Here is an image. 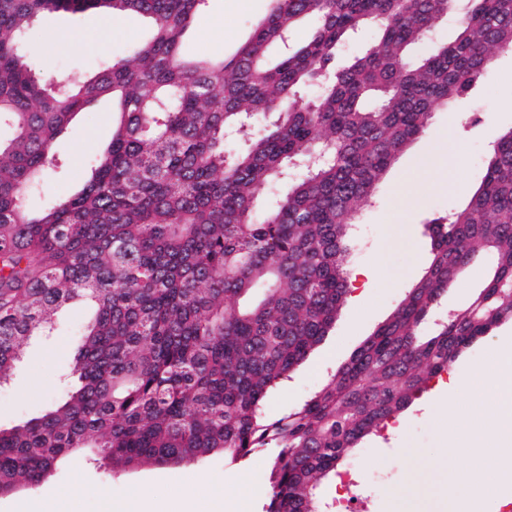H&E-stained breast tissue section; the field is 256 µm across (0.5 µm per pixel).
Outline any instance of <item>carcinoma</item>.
I'll return each instance as SVG.
<instances>
[{"instance_id":"carcinoma-1","label":"carcinoma","mask_w":512,"mask_h":512,"mask_svg":"<svg viewBox=\"0 0 512 512\" xmlns=\"http://www.w3.org/2000/svg\"><path fill=\"white\" fill-rule=\"evenodd\" d=\"M272 2L233 57L193 59L183 39L205 0H0V128L10 130L0 137V384L61 307L81 299L94 310L64 398L0 428V494L78 452L125 469L263 449L265 512H324L321 486L361 439L512 322L510 129L467 207L428 222L431 261L390 319L308 400L265 421L270 391L336 322L351 227L381 177L435 108L462 102L495 54L512 50V0ZM455 9V40L411 57ZM87 10L144 15L151 36L89 77H41L28 50L35 20ZM310 17V39L289 44ZM369 26L377 42L339 64ZM102 98L118 119L89 176L30 209L58 136ZM271 116L265 134L224 151L226 135ZM483 255L484 286L438 315Z\"/></svg>"}]
</instances>
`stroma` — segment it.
<instances>
[{"instance_id": "35a3bbf8", "label": "stroma", "mask_w": 512, "mask_h": 512, "mask_svg": "<svg viewBox=\"0 0 512 512\" xmlns=\"http://www.w3.org/2000/svg\"><path fill=\"white\" fill-rule=\"evenodd\" d=\"M271 0H206L188 31L184 50L196 57H228L251 35L269 12ZM102 16L93 11L57 12L41 16L30 42L36 68L46 77L88 73L107 59L126 56L146 41L151 23L140 14L112 20V32L101 38ZM112 105L102 100L86 109L55 143L60 167L44 178L28 197L30 207L76 191L87 165L104 147L112 131ZM512 129V53L498 55L461 107L437 108L426 134L410 142L388 168L376 195L358 224L348 270L377 269L365 294L349 291L335 324L297 368L291 380L273 391L264 407L266 419L284 417L322 387L338 366L385 323L430 261L431 241L424 222L437 213L466 208L485 172L489 149ZM450 136L447 161L429 155L428 145ZM488 258L463 269L442 297V307H466L481 286ZM89 320L88 310L73 305L61 312L50 333L22 345L12 380L0 386V426L11 427L59 401L64 378L77 351V331ZM512 346V322L500 325L432 379L427 388L384 428L365 437L339 466L353 473L355 483L342 491L338 479L323 485L324 501L346 497L348 512H426L431 496L455 500L480 453L468 447L460 424L477 425L492 433L491 447L512 442V427L487 396L490 386L468 380V372L493 361L504 345ZM271 457L259 451L231 461L223 453L175 465L111 469L76 456L62 460L39 485L0 495V512H67L75 488H83L79 512H102L103 496L123 502L147 490L142 512H214L218 506H242L243 512H265L271 496ZM195 478L199 495L179 501L172 488Z\"/></svg>"}]
</instances>
